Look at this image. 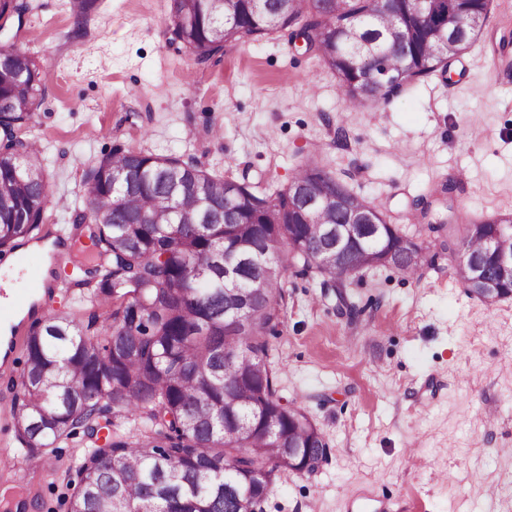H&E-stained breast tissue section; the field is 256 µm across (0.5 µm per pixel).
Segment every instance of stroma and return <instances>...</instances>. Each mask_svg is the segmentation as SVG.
<instances>
[{"instance_id": "1", "label": "stroma", "mask_w": 512, "mask_h": 512, "mask_svg": "<svg viewBox=\"0 0 512 512\" xmlns=\"http://www.w3.org/2000/svg\"><path fill=\"white\" fill-rule=\"evenodd\" d=\"M34 3L16 39L43 64L28 134L45 150L56 194L44 240L72 223L84 172L115 149L194 161L227 179L245 174L269 192L312 161L418 242L432 235L411 202L448 180L442 222L512 212V83L493 63L512 35V0H490L484 30L447 75L350 114L332 72L288 32L226 47L200 66L168 40L170 0H99L81 22L70 0ZM85 244L66 239L55 260L10 253L22 261V294L41 305L17 325L12 369L0 374V455L30 470L29 512H67V485L78 480L81 439L17 455L14 415L23 343L44 313L69 309L61 283ZM320 282L296 269L283 278L267 363L278 396L321 430L328 460L312 476L280 473L263 512H367L356 499L366 490L409 512H512V458L500 454L512 448V297L490 305L469 295L445 253L413 278L392 268L352 275V318Z\"/></svg>"}]
</instances>
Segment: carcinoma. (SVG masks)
Wrapping results in <instances>:
<instances>
[{"label":"carcinoma","mask_w":512,"mask_h":512,"mask_svg":"<svg viewBox=\"0 0 512 512\" xmlns=\"http://www.w3.org/2000/svg\"><path fill=\"white\" fill-rule=\"evenodd\" d=\"M489 0H451L461 17L487 18ZM374 17L373 0H171L164 19L169 40L206 65L228 44L283 30L311 42L336 75L351 108L387 103L397 86L381 81L384 69L405 67L420 77L446 65L437 45L454 40L467 49L473 28H450L416 10L414 0H384ZM31 0H0V29L23 22ZM40 63L24 48L0 44V252L36 239L53 195L42 150L22 130L41 106ZM230 193L224 194V185ZM335 201L307 223L308 202ZM367 201L317 163L302 166L290 184L272 194L253 183L211 175L195 162L116 149L88 169L80 205L63 234L83 229L96 215L88 238L98 255L91 269L68 279L72 300L121 299L109 332L94 339L95 315L83 323L71 311L52 312L25 341L21 412L15 429L19 451L30 456L83 431L90 445L75 457L79 482L71 493L78 512H246L259 495L251 473L281 472L279 449L296 448L317 458L324 437L299 406L283 402L266 367L268 330L279 318L280 281L262 279V256L283 272L298 252H314L328 228L347 223ZM261 235L252 262L235 279L224 276V257ZM463 243L485 254L481 229L463 228ZM403 234L383 224L378 238L345 239L347 260L318 274L346 288L366 267H382L376 246H398ZM423 259L401 269L413 277ZM252 289L247 326L225 321L236 295ZM140 425L136 435L112 433V416Z\"/></svg>","instance_id":"1"}]
</instances>
